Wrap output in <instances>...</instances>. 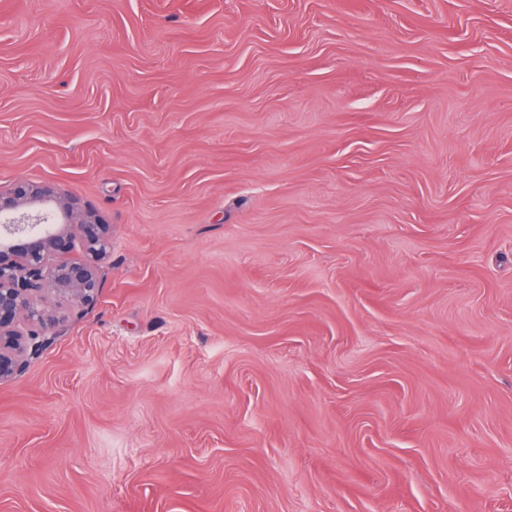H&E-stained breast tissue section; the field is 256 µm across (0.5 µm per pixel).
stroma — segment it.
I'll list each match as a JSON object with an SVG mask.
<instances>
[{
  "label": "stroma",
  "mask_w": 512,
  "mask_h": 512,
  "mask_svg": "<svg viewBox=\"0 0 512 512\" xmlns=\"http://www.w3.org/2000/svg\"><path fill=\"white\" fill-rule=\"evenodd\" d=\"M20 180L112 249L0 512H512V0H0Z\"/></svg>",
  "instance_id": "1"
}]
</instances>
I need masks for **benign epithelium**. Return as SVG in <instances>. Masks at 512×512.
<instances>
[{
  "label": "benign epithelium",
  "mask_w": 512,
  "mask_h": 512,
  "mask_svg": "<svg viewBox=\"0 0 512 512\" xmlns=\"http://www.w3.org/2000/svg\"><path fill=\"white\" fill-rule=\"evenodd\" d=\"M0 382L14 378L53 342L61 325L45 309L51 296L89 305L101 288L100 264L112 225L46 182L0 191ZM81 251L82 257L71 254Z\"/></svg>",
  "instance_id": "benign-epithelium-1"
}]
</instances>
